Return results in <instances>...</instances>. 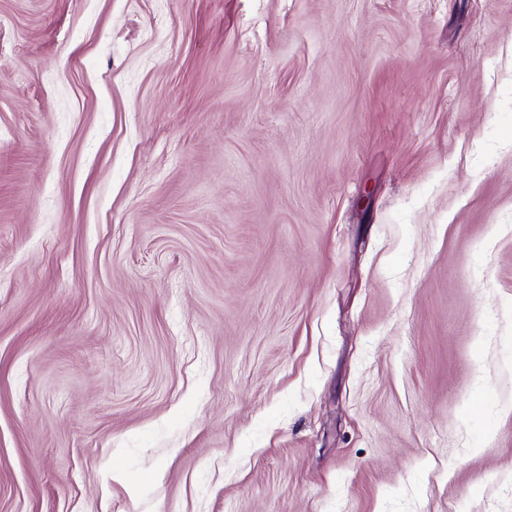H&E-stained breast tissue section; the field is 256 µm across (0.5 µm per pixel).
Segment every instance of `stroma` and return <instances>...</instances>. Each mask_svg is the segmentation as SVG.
<instances>
[{
	"mask_svg": "<svg viewBox=\"0 0 512 512\" xmlns=\"http://www.w3.org/2000/svg\"><path fill=\"white\" fill-rule=\"evenodd\" d=\"M0 512H512V0H0Z\"/></svg>",
	"mask_w": 512,
	"mask_h": 512,
	"instance_id": "stroma-1",
	"label": "stroma"
}]
</instances>
